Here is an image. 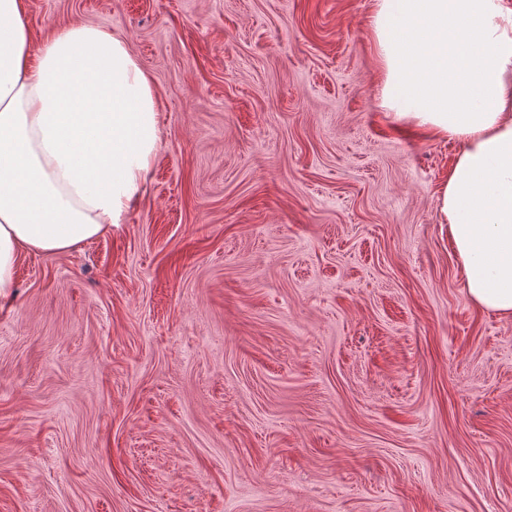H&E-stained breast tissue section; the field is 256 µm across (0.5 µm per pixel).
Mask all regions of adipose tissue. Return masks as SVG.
<instances>
[{"instance_id":"1","label":"adipose tissue","mask_w":512,"mask_h":512,"mask_svg":"<svg viewBox=\"0 0 512 512\" xmlns=\"http://www.w3.org/2000/svg\"><path fill=\"white\" fill-rule=\"evenodd\" d=\"M0 0V303L19 257L111 233L159 148L155 95L127 43L73 24L32 49ZM381 106L461 143L440 222L478 307L512 315V0H374Z\"/></svg>"}]
</instances>
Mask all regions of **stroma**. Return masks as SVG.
I'll return each instance as SVG.
<instances>
[{
    "label": "stroma",
    "mask_w": 512,
    "mask_h": 512,
    "mask_svg": "<svg viewBox=\"0 0 512 512\" xmlns=\"http://www.w3.org/2000/svg\"><path fill=\"white\" fill-rule=\"evenodd\" d=\"M373 0H24L153 85L118 230L0 306V512H512V316L439 222L459 144L391 122Z\"/></svg>",
    "instance_id": "35a3bbf8"
}]
</instances>
